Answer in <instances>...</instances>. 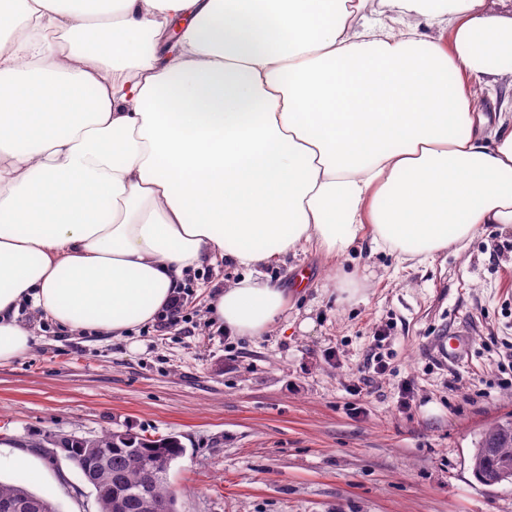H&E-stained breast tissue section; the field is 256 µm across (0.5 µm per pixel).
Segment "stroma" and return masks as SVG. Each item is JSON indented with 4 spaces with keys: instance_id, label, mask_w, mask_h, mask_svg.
<instances>
[{
    "instance_id": "35a3bbf8",
    "label": "stroma",
    "mask_w": 512,
    "mask_h": 512,
    "mask_svg": "<svg viewBox=\"0 0 512 512\" xmlns=\"http://www.w3.org/2000/svg\"><path fill=\"white\" fill-rule=\"evenodd\" d=\"M303 271L307 294L259 338L207 319L209 286L239 276L227 263L187 275L185 319L163 329L100 339L37 322L28 353L0 365V437L31 453L30 489L59 512H97L79 471L34 442L127 430L181 441L179 512H512V484L470 467L477 433L512 417V231L483 227L410 269L361 246L264 273L284 285ZM341 272L360 299L329 287ZM458 330L467 353L451 363L439 348Z\"/></svg>"
}]
</instances>
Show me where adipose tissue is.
Here are the masks:
<instances>
[{
  "instance_id": "obj_1",
  "label": "adipose tissue",
  "mask_w": 512,
  "mask_h": 512,
  "mask_svg": "<svg viewBox=\"0 0 512 512\" xmlns=\"http://www.w3.org/2000/svg\"><path fill=\"white\" fill-rule=\"evenodd\" d=\"M367 2L0 0V365L36 319L154 323L207 264L242 272L212 320L259 337L290 298L268 266L365 241L416 266L512 228V97L477 105L512 11Z\"/></svg>"
}]
</instances>
